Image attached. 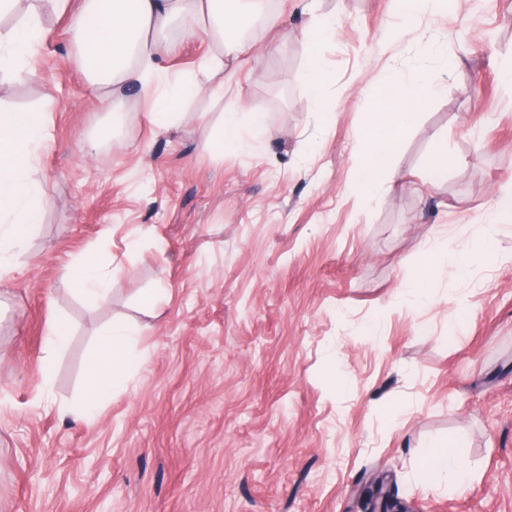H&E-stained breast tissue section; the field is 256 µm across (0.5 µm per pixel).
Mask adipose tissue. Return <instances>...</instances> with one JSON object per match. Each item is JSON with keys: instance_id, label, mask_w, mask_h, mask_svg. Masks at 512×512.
I'll return each instance as SVG.
<instances>
[{"instance_id": "1", "label": "adipose tissue", "mask_w": 512, "mask_h": 512, "mask_svg": "<svg viewBox=\"0 0 512 512\" xmlns=\"http://www.w3.org/2000/svg\"><path fill=\"white\" fill-rule=\"evenodd\" d=\"M266 0H34L20 7L19 0H0V82L24 78L46 46L45 13L70 20L71 46L80 56L93 96L103 107L124 100L131 93L150 100L149 121L161 131L179 121L187 101L205 89L192 75L170 77L161 64L162 56L177 47L176 33L204 35L219 41L221 55L205 59L201 67L218 71L225 54L233 53L235 41L225 39L227 29L250 15L265 13L266 23L279 25L278 13H266ZM427 80L403 83L388 75L375 111L365 117L364 160L357 180L366 194H375L392 181L391 171L379 166L406 129L416 108L432 95ZM49 142L44 113L0 109V272L8 273L13 257L24 251L32 228L41 217L43 194L32 177L40 154ZM120 267L105 265L96 258L76 261L64 283L94 304L110 301L112 282ZM136 331L115 321L102 329L99 342L87 361L92 381L80 410L93 418L100 402L120 390L129 373L140 365L131 347ZM418 478L425 485L464 484L469 474L455 447L427 451Z\"/></svg>"}]
</instances>
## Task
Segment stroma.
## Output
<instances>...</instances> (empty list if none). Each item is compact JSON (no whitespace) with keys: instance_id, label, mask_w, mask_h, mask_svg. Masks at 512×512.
Instances as JSON below:
<instances>
[{"instance_id":"obj_1","label":"stroma","mask_w":512,"mask_h":512,"mask_svg":"<svg viewBox=\"0 0 512 512\" xmlns=\"http://www.w3.org/2000/svg\"><path fill=\"white\" fill-rule=\"evenodd\" d=\"M278 11L279 28L239 42L217 73L200 68L216 43L183 37L170 76L223 95L195 99L168 132L130 97L91 155L107 114L67 21L48 18L36 65L0 86V106L45 112L51 134L41 220L0 279V512H362L375 484L408 512H512V222L492 219L512 184V0L422 13L403 40L397 0ZM272 40L286 52L264 55ZM434 45L443 88L368 199L363 115L387 74L420 79ZM313 54L328 66L321 103L305 84ZM231 106L244 146L206 149ZM438 140L448 166L434 177ZM428 239L473 257L423 294L410 283ZM88 253L123 269L108 305L61 286ZM157 288L166 300L145 306ZM58 316L71 336L51 358ZM114 321L137 329L142 362L87 421L86 355ZM450 441L470 480L418 484L429 446Z\"/></svg>"}]
</instances>
